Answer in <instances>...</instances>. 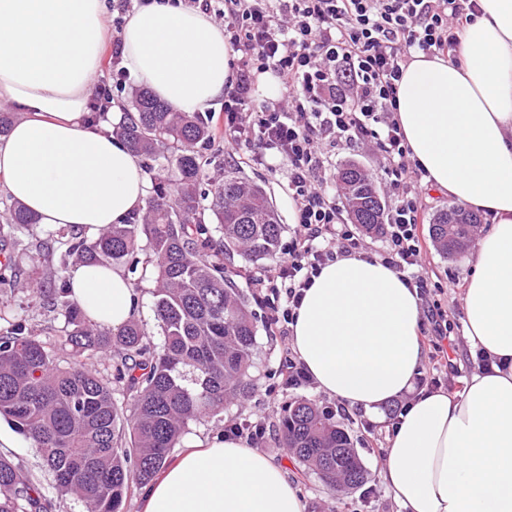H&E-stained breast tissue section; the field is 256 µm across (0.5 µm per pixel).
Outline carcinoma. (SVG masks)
<instances>
[{"label":"carcinoma","mask_w":512,"mask_h":512,"mask_svg":"<svg viewBox=\"0 0 512 512\" xmlns=\"http://www.w3.org/2000/svg\"><path fill=\"white\" fill-rule=\"evenodd\" d=\"M111 134L147 160L152 187L143 212L96 237L58 229L37 244L20 237L33 217L15 202L0 210V289L15 287L23 260L31 273L43 268L49 287L31 279L43 308L62 316L56 336L42 337L26 323L9 320L0 301V417L32 440L53 474L56 489L73 494L87 512H121L134 485L144 486L167 464L190 423L209 417L254 391L252 352L256 325L247 300L224 276V256L249 262L273 259L282 233L266 192L234 172L209 193L200 180L214 141L200 112H174L147 89L132 94ZM337 186L364 198L360 227L380 232L385 207L367 172L346 164ZM456 223H448L449 215ZM479 215L458 207L441 210L430 237L454 257L474 242ZM146 239L152 268L155 318L161 346L136 319L118 329L85 317L69 297L64 270L73 262L112 266L136 257ZM106 353L111 377L90 366ZM132 401L126 409L117 395ZM280 438L298 463L319 473L333 493L365 485L366 470L349 433L311 400L283 409ZM41 489L0 454V512H48Z\"/></svg>","instance_id":"obj_1"}]
</instances>
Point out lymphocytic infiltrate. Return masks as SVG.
Wrapping results in <instances>:
<instances>
[{
    "mask_svg": "<svg viewBox=\"0 0 512 512\" xmlns=\"http://www.w3.org/2000/svg\"><path fill=\"white\" fill-rule=\"evenodd\" d=\"M221 20L238 54L224 89L227 152L249 143L253 161L286 165L295 209V238L275 274L256 279V298L270 311V335L287 336L304 292L323 266L362 256L342 219L331 149L373 145L398 198L387 216L379 257L416 289L429 292L417 234L425 193L423 171L396 117L397 84L414 55L455 50L476 13L472 0H201ZM269 73L283 98L255 105L259 75Z\"/></svg>",
    "mask_w": 512,
    "mask_h": 512,
    "instance_id": "1",
    "label": "lymphocytic infiltrate"
}]
</instances>
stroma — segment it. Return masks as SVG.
<instances>
[{"label":"stroma","instance_id":"stroma-1","mask_svg":"<svg viewBox=\"0 0 512 512\" xmlns=\"http://www.w3.org/2000/svg\"><path fill=\"white\" fill-rule=\"evenodd\" d=\"M205 154L209 164L205 169L202 190H209L211 181L222 179L228 171L238 172L240 176L261 186L272 201L279 222L283 226L279 250L287 252L294 236L295 216L293 203L288 197L286 173L267 172L264 167L252 161L251 149L247 146L240 147L231 155L225 153L224 140L220 137L207 147ZM451 204L452 201L447 195L435 193L431 189L426 190L419 218L418 229L424 246L423 265L428 287L433 292L442 291V307L454 328L451 335L453 344L448 348L447 358L437 361L432 357L433 328L429 322H422L420 339L424 359L420 370L435 377L437 389L454 394L461 391L463 379L470 376L480 360L476 354L471 353L464 339L463 330L465 314L462 291L471 268L463 258H453L439 252L429 234V226L434 215ZM123 270L129 276L137 293V320L145 325L153 343H161L163 336L154 319L150 271L141 263L124 265ZM6 299L15 318L42 331L43 335H53L55 329L62 325L61 320L43 315L39 306L40 297L35 290L19 285L7 293ZM249 308L257 325L253 368L255 390L244 402L225 406L220 416L207 417L191 423L181 438L182 443L187 444L222 434L224 423L228 420L241 422L262 417L266 419L268 425H278L283 407L296 398L310 399L327 407L335 403L334 398L320 392L313 384L290 390L283 386L279 376L283 344L269 336L267 332L269 311L252 300ZM391 414L392 408L388 405L375 412L353 407L345 416L338 419L339 424L350 434L367 471L368 484L375 490L374 498L367 503L362 501L359 492L331 493L314 473L302 472L300 467L293 463L291 453L280 447L277 434H270L264 451L275 459L287 461L290 479L300 485L305 512H402L393 493L382 479L383 458L380 451L389 445L392 434ZM0 453L11 457L22 467L24 473L42 488L52 503L51 512H86L83 502L77 496L58 494L40 454L31 441L3 419H0Z\"/></svg>","mask_w":512,"mask_h":512}]
</instances>
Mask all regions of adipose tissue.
<instances>
[{
    "instance_id": "1",
    "label": "adipose tissue",
    "mask_w": 512,
    "mask_h": 512,
    "mask_svg": "<svg viewBox=\"0 0 512 512\" xmlns=\"http://www.w3.org/2000/svg\"><path fill=\"white\" fill-rule=\"evenodd\" d=\"M457 62L417 55L397 118L425 182L493 225L467 258L465 337L488 358L460 393L413 394L420 300L381 261L325 265L296 311L292 344L318 389L368 411L411 395L383 480L405 512H512V0H477ZM105 0H0V194L50 229L98 235L147 203L139 156L89 112L104 57ZM128 72L179 112H204L233 77L222 27L181 0H150L122 27ZM71 298L116 329L135 314L115 267L76 265ZM284 462L224 436L188 448L149 488L141 512H304Z\"/></svg>"
}]
</instances>
